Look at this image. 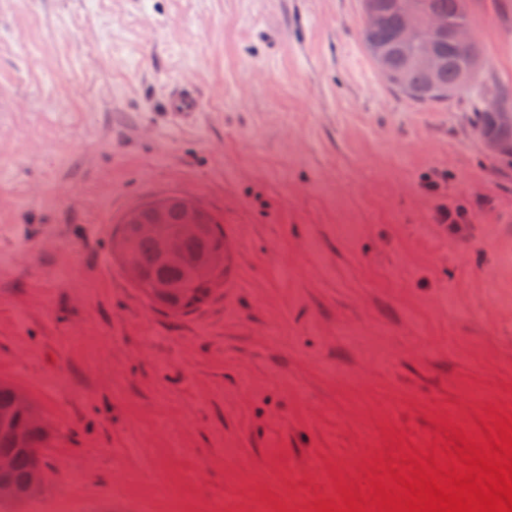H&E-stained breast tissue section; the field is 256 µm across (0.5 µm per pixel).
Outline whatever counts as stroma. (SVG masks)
<instances>
[{"instance_id": "obj_1", "label": "stroma", "mask_w": 512, "mask_h": 512, "mask_svg": "<svg viewBox=\"0 0 512 512\" xmlns=\"http://www.w3.org/2000/svg\"><path fill=\"white\" fill-rule=\"evenodd\" d=\"M471 13L512 88V0ZM363 28L361 0H0V380L52 428L0 512H168L161 482L181 512H315L512 416V162L470 95L390 88ZM167 195L235 239L186 317L110 254ZM168 109L171 112L191 116L194 112H200V102L194 93L186 90H176L169 96Z\"/></svg>"}]
</instances>
